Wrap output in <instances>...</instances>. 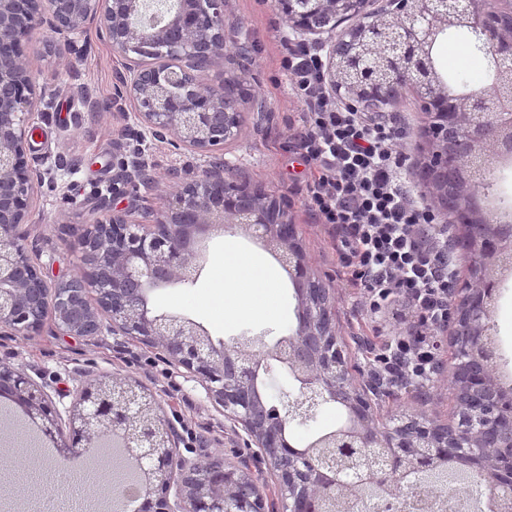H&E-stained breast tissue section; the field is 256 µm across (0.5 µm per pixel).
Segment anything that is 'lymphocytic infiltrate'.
<instances>
[{
    "label": "lymphocytic infiltrate",
    "mask_w": 512,
    "mask_h": 512,
    "mask_svg": "<svg viewBox=\"0 0 512 512\" xmlns=\"http://www.w3.org/2000/svg\"><path fill=\"white\" fill-rule=\"evenodd\" d=\"M284 46L282 69L302 107L295 150L310 170L308 207L338 230L348 287L364 290L373 309L405 298L418 317L413 333L391 329L375 374L394 385L425 380L435 369L431 339L448 326L456 268L434 209L410 181L404 130L388 113L340 100L321 47L289 36Z\"/></svg>",
    "instance_id": "obj_1"
}]
</instances>
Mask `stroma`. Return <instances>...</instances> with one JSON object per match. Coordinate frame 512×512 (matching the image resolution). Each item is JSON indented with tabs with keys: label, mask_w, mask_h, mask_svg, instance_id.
I'll return each instance as SVG.
<instances>
[{
	"label": "stroma",
	"mask_w": 512,
	"mask_h": 512,
	"mask_svg": "<svg viewBox=\"0 0 512 512\" xmlns=\"http://www.w3.org/2000/svg\"><path fill=\"white\" fill-rule=\"evenodd\" d=\"M224 13L230 26L227 40L239 48V56L200 73L205 85L220 84L224 78L239 80L252 92L239 104L241 133L225 142L224 165L240 181L261 187L271 198L288 208V219L295 225L299 244L311 274L330 288L334 296L336 331L348 359L352 383L364 386L372 372L369 345L378 343V315L370 312L359 289L347 287L345 268L335 230L320 224L307 207L306 183L309 170L297 158L293 135L300 125L301 107L290 95L281 68L284 48L281 32L288 24L276 0H224ZM53 36L38 29L31 33L26 63L37 84H51L58 94L48 112L33 114L32 149L28 160L33 167L51 169L52 177L37 185L28 224L22 225L25 244L44 272L54 280H66L81 271L77 246L84 224L94 220L98 196L112 190V163L128 156L134 146L143 149L142 158L152 177L151 185H130L125 195L115 199L118 207L141 197L153 207H161L178 188L179 179L199 176L208 168V156L167 141L155 140L141 127L134 115L113 112H86L76 98L85 86L100 101L112 97L115 75L122 68L121 58L95 34H88L79 59L71 61L48 53ZM442 71L454 85L469 89L489 86L491 75L484 53L469 52L456 36L442 37L435 46ZM266 104L265 111L253 108V98ZM393 115L404 117L407 131L404 147L409 164L421 169L426 152L423 129L426 116L416 95L404 93L388 104ZM127 136H120V129ZM64 160L56 168V160ZM492 204L499 221L512 223V164L494 165L481 191ZM264 256L258 240L229 228L205 239L206 256L199 278L167 288L155 289L151 304L156 311L180 314L200 323L214 341L228 343L241 335L259 337L272 347L297 327L296 316L283 322L260 317L228 320L224 317V292L217 286V268L224 258L226 244ZM498 312L489 323L496 334L501 354L500 370L512 378V276L497 285ZM441 371L424 386H401L389 396L375 401L374 418L382 427L394 426L400 418L426 413L445 424L453 421L454 393L448 374L454 365L452 332L440 338ZM0 364L25 373L43 386L60 414H67L73 392L82 383L101 375H119L132 384L154 392L180 436L179 451L189 459L200 452L229 464L250 462L253 470H265L256 460L254 449L234 434L228 421L208 399L202 385L183 368L159 355L158 351L122 336L104 335L93 339L67 336L44 330L31 338L0 337ZM347 411L338 403L322 404L313 420L288 423L286 437L294 447L305 448L319 434L343 426ZM23 453L29 468L48 464L44 444L27 425L11 402L0 403V461ZM11 487L8 497H0V512H47L53 497L38 486L15 481L0 471V484Z\"/></svg>",
	"instance_id": "1"
}]
</instances>
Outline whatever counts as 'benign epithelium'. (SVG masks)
I'll return each mask as SVG.
<instances>
[{
  "instance_id": "1",
  "label": "benign epithelium",
  "mask_w": 512,
  "mask_h": 512,
  "mask_svg": "<svg viewBox=\"0 0 512 512\" xmlns=\"http://www.w3.org/2000/svg\"><path fill=\"white\" fill-rule=\"evenodd\" d=\"M338 19L329 31L336 43L349 30L337 31L346 15L357 26L356 52L331 57L328 73L344 71L375 88L392 72H411L414 90L426 111L428 154L432 170L448 168V123L459 112L479 117L465 130V145L493 144L499 158L501 131L512 129V88L474 91L459 97L429 64L433 47L450 26L467 27L482 36L497 67L512 59V0L486 8L488 0H388L390 9H370L373 0H287L283 13L290 24L303 15L323 16V3ZM142 0H0V335L32 337L46 325L68 336L96 337L105 332L156 349L201 382L208 398L224 413L231 428L241 429L260 449L278 497L268 500L256 490L249 463L229 467L208 456L189 459L179 452V435L162 412L156 395L136 390L127 380L102 376L83 385L69 418L73 440L58 444L68 461L96 459V449L112 446L131 460L138 486L134 512H327L325 503L352 484L364 485L373 501L397 499L403 483L415 474L467 470L488 484L512 483V388L501 383L497 359L487 345L488 301L496 281L474 273L461 288L456 305L455 346L458 363L448 385L468 410L463 423L444 426L425 417L408 418L380 429L372 403L354 389L338 344L330 289L317 285L296 242L285 206L259 189L224 174L216 161L186 181L162 210L138 204L112 209L100 197L98 216L78 239L88 271L68 280L49 281L24 244L19 227L28 223L36 185L52 169L29 164L28 117L36 104L51 103L56 91L37 87L25 61L29 33L47 28L48 45L58 55L80 57V39L90 27L111 51L124 58L112 99L84 101L93 112L135 107L137 121L153 136L173 138L201 154L223 149L224 138L240 131L238 104L224 84L204 86L197 73L233 55L225 32L224 0H176L173 8L144 15ZM173 85L181 88L170 94ZM116 184L149 182L138 156L124 160L112 178ZM137 212L141 220L130 219ZM254 230L270 253L290 272L297 300V329L284 343L267 351L254 337L214 345L199 323L177 314H158L150 292L195 280L203 269L197 248L205 237L228 225ZM468 242L486 260L485 235L479 225L466 226ZM277 357L301 384L300 394L284 395L281 408L259 391L262 363ZM0 396L8 398L53 441L58 414L48 394L21 373L0 364ZM343 403L351 413L348 426L328 436L334 459L317 460L288 444V421L304 422L322 403ZM386 458L381 470L370 468L368 450ZM175 489L174 499L166 493Z\"/></svg>"
}]
</instances>
